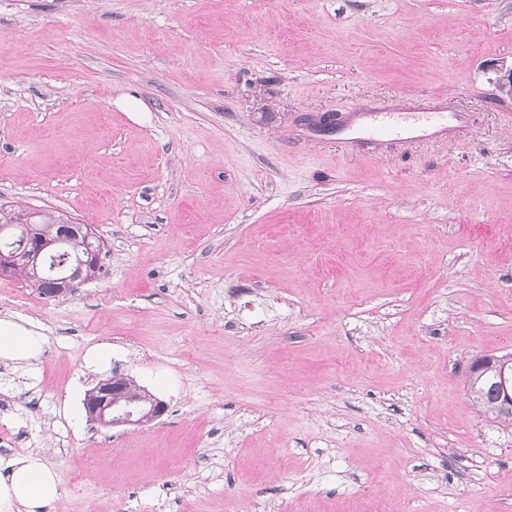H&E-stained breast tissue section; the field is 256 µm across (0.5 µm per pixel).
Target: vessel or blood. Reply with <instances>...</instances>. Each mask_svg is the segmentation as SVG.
I'll use <instances>...</instances> for the list:
<instances>
[{
  "label": "vessel or blood",
  "mask_w": 512,
  "mask_h": 512,
  "mask_svg": "<svg viewBox=\"0 0 512 512\" xmlns=\"http://www.w3.org/2000/svg\"><path fill=\"white\" fill-rule=\"evenodd\" d=\"M459 117V112L445 105L430 112L415 113L410 120L399 112H363L357 124L341 126L340 131L349 143L383 138L403 142L421 141L428 128L447 126Z\"/></svg>",
  "instance_id": "b4317fda"
}]
</instances>
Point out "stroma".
Returning <instances> with one entry per match:
<instances>
[{
	"instance_id": "35a3bbf8",
	"label": "stroma",
	"mask_w": 512,
	"mask_h": 512,
	"mask_svg": "<svg viewBox=\"0 0 512 512\" xmlns=\"http://www.w3.org/2000/svg\"><path fill=\"white\" fill-rule=\"evenodd\" d=\"M512 0H0V204L90 225L109 272L0 317V483L42 512H512V427L470 361L512 352ZM450 104L418 143L324 113ZM111 344L90 369L88 354ZM163 400L90 421L112 372ZM41 340L32 330L0 320V361L28 364L38 357ZM59 494L55 472L30 454L12 463L10 482L0 485V508L7 512H36Z\"/></svg>"
}]
</instances>
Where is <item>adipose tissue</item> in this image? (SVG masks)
<instances>
[{"mask_svg":"<svg viewBox=\"0 0 512 512\" xmlns=\"http://www.w3.org/2000/svg\"><path fill=\"white\" fill-rule=\"evenodd\" d=\"M40 351L41 340L32 330L0 321V361L27 364ZM59 494L55 472L30 454L13 462L9 483L0 485V512H37Z\"/></svg>","mask_w":512,"mask_h":512,"instance_id":"obj_1","label":"adipose tissue"}]
</instances>
